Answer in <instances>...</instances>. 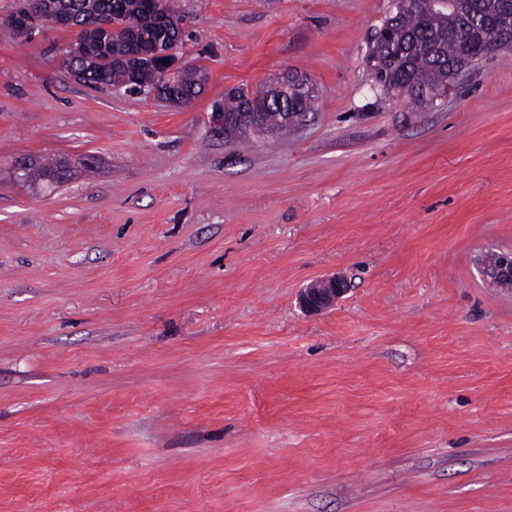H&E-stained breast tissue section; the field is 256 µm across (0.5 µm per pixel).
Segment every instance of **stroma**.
<instances>
[{"instance_id":"1","label":"stroma","mask_w":512,"mask_h":512,"mask_svg":"<svg viewBox=\"0 0 512 512\" xmlns=\"http://www.w3.org/2000/svg\"><path fill=\"white\" fill-rule=\"evenodd\" d=\"M177 4L185 108L86 88L71 29L0 37V512H512V291L478 264L512 249V51L424 109L370 88L391 0ZM286 70L299 127L212 132ZM31 167L30 158L20 157L14 162V173L16 177L22 181L25 180L24 176H21L22 173L29 174V181H37L42 178L49 177L52 170L58 167V162L52 164H37L35 167ZM30 168V169H29ZM29 170V172H28ZM346 281L336 275L318 280L300 294V305L309 313H320L336 304L347 291Z\"/></svg>"}]
</instances>
